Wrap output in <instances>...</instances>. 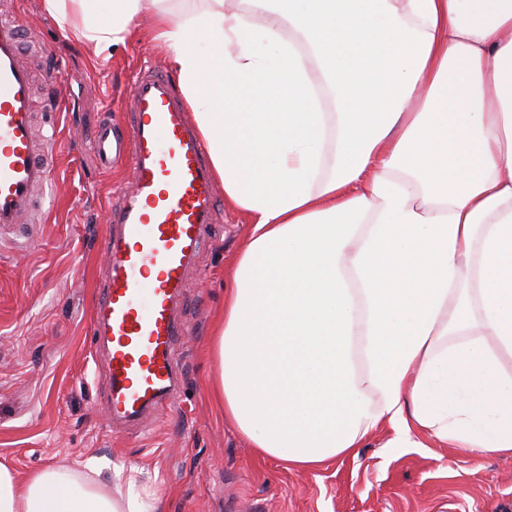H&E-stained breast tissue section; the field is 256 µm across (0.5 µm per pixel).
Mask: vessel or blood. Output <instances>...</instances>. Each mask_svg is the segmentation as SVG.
Wrapping results in <instances>:
<instances>
[{"mask_svg": "<svg viewBox=\"0 0 512 512\" xmlns=\"http://www.w3.org/2000/svg\"><path fill=\"white\" fill-rule=\"evenodd\" d=\"M14 7L0 0L1 230L42 210L58 144L56 130L35 134L34 77L21 57L29 32ZM126 110L131 142L106 122L90 144L101 167L130 170L108 211L111 230L101 243L108 279L93 324L107 347L109 414L136 424L173 396L175 347L188 334L176 302L217 221V193L207 146L166 71L141 67Z\"/></svg>", "mask_w": 512, "mask_h": 512, "instance_id": "1", "label": "vessel or blood"}]
</instances>
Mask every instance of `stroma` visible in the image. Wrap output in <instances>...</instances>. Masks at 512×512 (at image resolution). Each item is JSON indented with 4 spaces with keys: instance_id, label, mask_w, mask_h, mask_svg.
I'll use <instances>...</instances> for the list:
<instances>
[{
    "instance_id": "obj_1",
    "label": "stroma",
    "mask_w": 512,
    "mask_h": 512,
    "mask_svg": "<svg viewBox=\"0 0 512 512\" xmlns=\"http://www.w3.org/2000/svg\"><path fill=\"white\" fill-rule=\"evenodd\" d=\"M15 2L47 47L37 110L55 125L59 148L42 222L0 232V461L23 477L91 457L137 466L165 512H512V457H480L432 438L394 452L378 432L357 456L302 469L260 456L225 421L209 391L218 372L211 340L251 219L223 205L180 299L189 334L178 345L177 407L149 434L113 431L104 350L92 341L90 320L103 294L112 190L127 167H98L85 145L104 117L125 125L138 66L166 68L167 50L145 16L130 45L98 55L42 0ZM53 76L67 103H58Z\"/></svg>"
}]
</instances>
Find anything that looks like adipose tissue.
<instances>
[{"label": "adipose tissue", "instance_id": "ef3b65f1", "mask_svg": "<svg viewBox=\"0 0 512 512\" xmlns=\"http://www.w3.org/2000/svg\"><path fill=\"white\" fill-rule=\"evenodd\" d=\"M43 0L95 53L151 13L251 231L213 332L224 417L311 468L370 434L512 456V0ZM332 93L324 111L310 77ZM21 478L0 512H161L136 468Z\"/></svg>", "mask_w": 512, "mask_h": 512}]
</instances>
